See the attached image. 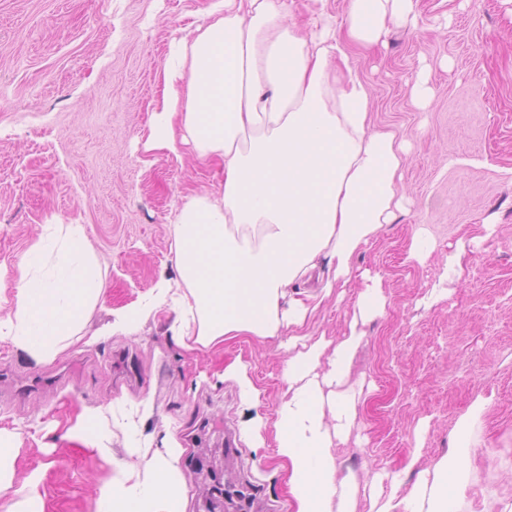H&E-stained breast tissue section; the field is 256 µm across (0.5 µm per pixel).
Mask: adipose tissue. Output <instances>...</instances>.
<instances>
[{
    "label": "adipose tissue",
    "instance_id": "adipose-tissue-1",
    "mask_svg": "<svg viewBox=\"0 0 512 512\" xmlns=\"http://www.w3.org/2000/svg\"><path fill=\"white\" fill-rule=\"evenodd\" d=\"M417 22L414 0H349L342 31L323 11L299 28L288 0H224L223 10L180 30L162 65L165 93L147 148L187 146L199 162L221 160L224 182L176 210L175 284L160 282L114 310L105 332L133 334L166 310L175 315L173 338L190 350L287 335V388L275 421L255 417L245 434L259 447L274 427L296 512H354L357 489L337 480L332 448L358 426L362 392L349 369L364 334L353 325L333 342L305 332L311 307L292 290L320 274L325 298L350 280L354 257L395 218L406 161L395 134L373 129L370 90L348 48ZM102 292L84 226L46 225L17 269L0 339L35 361L52 360L80 336ZM151 410L143 400L108 424L90 411L72 430L105 458L111 429L124 435V457L111 459L98 486L97 512H183L174 450H149L140 437L137 419ZM14 439L0 430V512H32L29 489L40 476L15 485ZM467 481L463 459L443 462L409 493L397 478L388 495L369 491V512H458Z\"/></svg>",
    "mask_w": 512,
    "mask_h": 512
}]
</instances>
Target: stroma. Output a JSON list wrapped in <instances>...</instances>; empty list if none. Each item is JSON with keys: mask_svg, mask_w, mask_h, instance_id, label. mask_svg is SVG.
Listing matches in <instances>:
<instances>
[{"mask_svg": "<svg viewBox=\"0 0 512 512\" xmlns=\"http://www.w3.org/2000/svg\"><path fill=\"white\" fill-rule=\"evenodd\" d=\"M221 0H0V271L17 266L46 224L84 225L103 295L83 336L54 360L0 340V430L19 435L14 479L41 471L45 512H96L108 466L68 430L88 410L151 399L141 430L174 443L186 512H296L273 430L251 445L254 416L274 421L285 390L280 338L243 336L188 351L159 312L130 336L96 337L109 311L175 278L172 222L224 167L146 149L162 103L159 68L173 30ZM417 26L390 28L352 66L372 91L373 128L403 141V209L354 260V276L308 317L339 339L365 285L386 306L364 326L351 384L368 388L358 427L333 454L361 487L401 474L412 487L443 458L467 457L461 512H512V0H417ZM431 90L418 100V83ZM434 250L411 261L416 230ZM453 272H446L449 256ZM247 364L251 407L225 372ZM482 413L468 432L460 419ZM232 429L234 454L224 431Z\"/></svg>", "mask_w": 512, "mask_h": 512, "instance_id": "35a3bbf8", "label": "stroma"}]
</instances>
